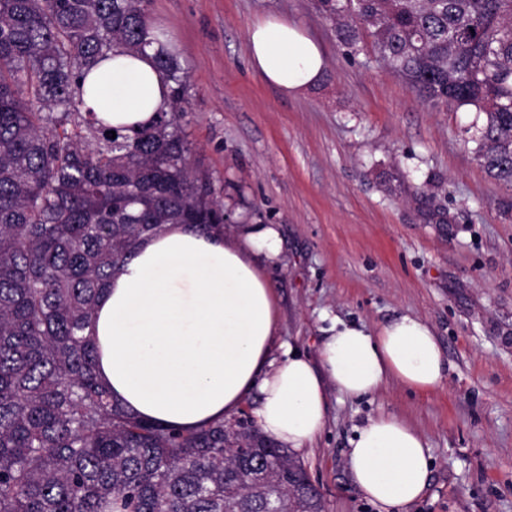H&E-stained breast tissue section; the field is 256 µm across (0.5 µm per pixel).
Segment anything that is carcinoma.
I'll list each match as a JSON object with an SVG mask.
<instances>
[{"label":"carcinoma","instance_id":"1","mask_svg":"<svg viewBox=\"0 0 512 512\" xmlns=\"http://www.w3.org/2000/svg\"><path fill=\"white\" fill-rule=\"evenodd\" d=\"M148 0H0V512H324L242 420L125 410L99 380L97 300L139 240L224 227L180 123L187 77ZM349 55L434 106L485 115L476 156L512 184V0H316ZM114 49L153 50L169 110L123 133L83 109Z\"/></svg>","mask_w":512,"mask_h":512}]
</instances>
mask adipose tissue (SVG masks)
<instances>
[{
  "instance_id": "obj_1",
  "label": "adipose tissue",
  "mask_w": 512,
  "mask_h": 512,
  "mask_svg": "<svg viewBox=\"0 0 512 512\" xmlns=\"http://www.w3.org/2000/svg\"><path fill=\"white\" fill-rule=\"evenodd\" d=\"M247 53L282 93L321 76L326 60L304 32L276 16L252 25ZM85 111L117 129L153 124L169 90L150 54L114 51L87 75ZM283 250L269 224L240 225L234 238L169 224L143 240L102 293L92 334L97 374L134 416L195 428L236 414L257 394L258 428L300 450L322 431L327 386L347 398L387 379L417 392L441 385L446 361L431 327L401 315L379 328L331 317L318 359L275 344V290L261 266ZM353 483L379 512H399L424 494L430 455L404 420L380 416L356 427L346 452Z\"/></svg>"
}]
</instances>
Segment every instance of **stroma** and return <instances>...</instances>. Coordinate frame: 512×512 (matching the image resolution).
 <instances>
[{
  "instance_id": "1",
  "label": "stroma",
  "mask_w": 512,
  "mask_h": 512,
  "mask_svg": "<svg viewBox=\"0 0 512 512\" xmlns=\"http://www.w3.org/2000/svg\"><path fill=\"white\" fill-rule=\"evenodd\" d=\"M187 73L190 162L233 224H272L283 253L265 272L276 343L317 357L326 316L379 326L409 314L448 363L435 391L387 381L348 399L295 452L325 512H376L345 451L368 419L399 417L431 456L406 512H512V186L480 166L477 113L434 107L379 64L346 56L314 0H150ZM280 16L323 47L321 80L287 96L250 64L253 22Z\"/></svg>"
}]
</instances>
